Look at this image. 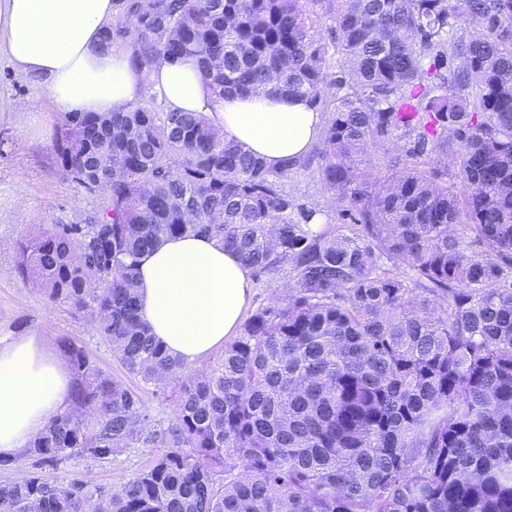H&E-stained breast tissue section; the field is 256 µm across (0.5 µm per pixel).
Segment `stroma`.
<instances>
[{
    "label": "stroma",
    "mask_w": 512,
    "mask_h": 512,
    "mask_svg": "<svg viewBox=\"0 0 512 512\" xmlns=\"http://www.w3.org/2000/svg\"><path fill=\"white\" fill-rule=\"evenodd\" d=\"M0 98L28 99L38 105L34 112H0V337L34 332L83 346L105 373L141 393L154 418L168 420L174 410L169 395L144 389L83 316L49 301L40 288L14 273L17 240L56 221L77 220L96 208L99 197L72 183L60 167L53 144L63 115L54 110L44 82L0 57ZM151 457L150 449L130 448L110 462L78 457L52 467L24 455L0 464V483L14 480L20 472H38L78 479L108 492Z\"/></svg>",
    "instance_id": "35a3bbf8"
}]
</instances>
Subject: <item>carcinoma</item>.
<instances>
[{
  "label": "carcinoma",
  "mask_w": 512,
  "mask_h": 512,
  "mask_svg": "<svg viewBox=\"0 0 512 512\" xmlns=\"http://www.w3.org/2000/svg\"><path fill=\"white\" fill-rule=\"evenodd\" d=\"M116 2L104 45L144 78L193 58L211 95L268 86L327 121L311 158L273 170L155 97L65 114L54 151L100 202L19 240L14 271L92 318L175 409L152 423L63 342L72 408L28 455L157 453L106 497L30 472L0 484V512H512V0ZM371 147L383 178L362 168ZM314 162L340 221L318 230L323 209L285 186ZM188 233L289 278L196 373L150 336L132 289L141 257Z\"/></svg>",
  "instance_id": "carcinoma-1"
}]
</instances>
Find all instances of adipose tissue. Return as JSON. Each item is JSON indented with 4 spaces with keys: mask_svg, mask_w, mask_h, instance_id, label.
I'll use <instances>...</instances> for the list:
<instances>
[{
    "mask_svg": "<svg viewBox=\"0 0 512 512\" xmlns=\"http://www.w3.org/2000/svg\"><path fill=\"white\" fill-rule=\"evenodd\" d=\"M117 18L113 0H0V56L43 79L56 111L125 112L150 96L166 110L202 112L225 139L245 144L268 166L301 159L327 115L307 99L267 91L215 98L193 60L157 64L143 80L131 55L102 46ZM254 289L250 270L218 240L168 238L138 267L142 321L167 352L199 364L236 336ZM67 360L45 336L0 340V458L12 460L71 406Z\"/></svg>",
    "mask_w": 512,
    "mask_h": 512,
    "instance_id": "1",
    "label": "adipose tissue"
}]
</instances>
